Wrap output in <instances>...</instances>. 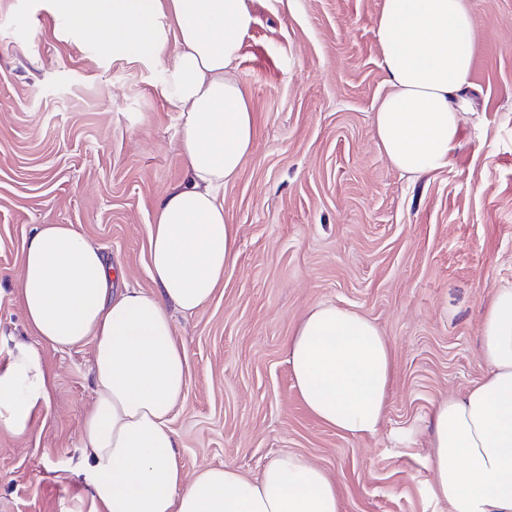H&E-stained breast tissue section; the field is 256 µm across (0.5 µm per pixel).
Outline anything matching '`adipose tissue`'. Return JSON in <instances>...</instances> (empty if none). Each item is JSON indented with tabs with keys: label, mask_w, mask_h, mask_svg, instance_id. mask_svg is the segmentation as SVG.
Listing matches in <instances>:
<instances>
[{
	"label": "adipose tissue",
	"mask_w": 512,
	"mask_h": 512,
	"mask_svg": "<svg viewBox=\"0 0 512 512\" xmlns=\"http://www.w3.org/2000/svg\"><path fill=\"white\" fill-rule=\"evenodd\" d=\"M103 45L165 71L178 106L185 177L157 205L150 228L153 290L125 274L70 224L38 225L22 258L19 300L39 341L15 344L0 366V430L24 435L49 403L42 347L94 343V402L80 442L91 477L89 512H340L335 481L286 454L251 479L238 469L187 473L170 417L187 396V352L172 311L205 307L236 262L237 232L220 191L250 155L254 117L235 77L252 23L248 0H57ZM388 92L373 115L390 165L418 178L448 165L473 110L468 0H383L375 23ZM488 376L449 396L431 421L429 492L448 512H512V288L496 289L482 318ZM287 360L309 412L344 435L374 434L387 404L391 350L366 315L310 308Z\"/></svg>",
	"instance_id": "obj_1"
}]
</instances>
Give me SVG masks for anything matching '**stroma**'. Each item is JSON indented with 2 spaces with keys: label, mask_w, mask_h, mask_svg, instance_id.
I'll return each instance as SVG.
<instances>
[{
  "label": "stroma",
  "mask_w": 512,
  "mask_h": 512,
  "mask_svg": "<svg viewBox=\"0 0 512 512\" xmlns=\"http://www.w3.org/2000/svg\"><path fill=\"white\" fill-rule=\"evenodd\" d=\"M383 0H249L238 73L250 156L224 188L236 264L212 301L174 313L190 364L171 419L187 472L256 477L293 453L322 467L341 512H446L429 495L435 406L481 381L483 313L512 287V0H470L474 112L447 168L411 180L377 143L388 90ZM160 65L113 54L55 0H0V336L35 341L19 303L23 250L71 224L152 289L149 229L179 183V109ZM373 319L393 358L385 417L351 438L306 409L288 339L314 305ZM50 401L30 433L0 431V512H87L80 421L94 345L44 347Z\"/></svg>",
  "instance_id": "obj_1"
}]
</instances>
